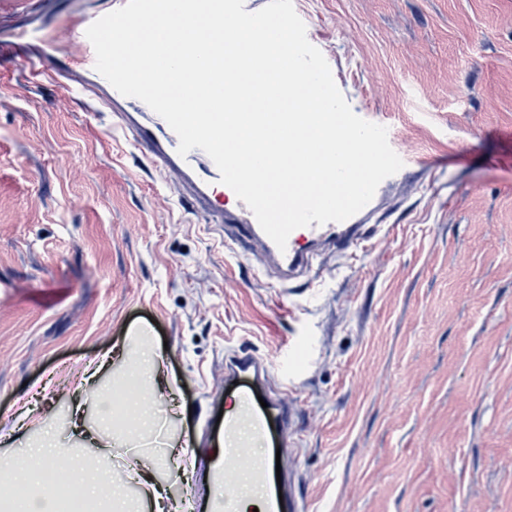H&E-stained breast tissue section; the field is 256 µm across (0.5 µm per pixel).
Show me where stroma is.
<instances>
[{"label":"stroma","mask_w":512,"mask_h":512,"mask_svg":"<svg viewBox=\"0 0 512 512\" xmlns=\"http://www.w3.org/2000/svg\"><path fill=\"white\" fill-rule=\"evenodd\" d=\"M354 113L410 156L370 237L279 287L176 203L109 113L45 71L0 62V419L54 429L62 461L154 470L171 504L210 495L220 411L240 386L224 352L280 371L307 512H512V0H293ZM83 0H47L57 54ZM145 329L174 383L166 445L134 457L69 429L83 361Z\"/></svg>","instance_id":"35a3bbf8"}]
</instances>
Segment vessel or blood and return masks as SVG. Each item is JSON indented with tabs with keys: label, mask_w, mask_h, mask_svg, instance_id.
Instances as JSON below:
<instances>
[{
	"label": "vessel or blood",
	"mask_w": 512,
	"mask_h": 512,
	"mask_svg": "<svg viewBox=\"0 0 512 512\" xmlns=\"http://www.w3.org/2000/svg\"><path fill=\"white\" fill-rule=\"evenodd\" d=\"M127 0H107L105 6H91L75 12L71 23L77 33V51L69 55L55 72L81 92L91 93L100 106L111 112L118 129L131 133L136 148L156 170L171 172L177 177L173 193L178 202L203 214L208 223L221 229L228 243L243 241L260 246L266 268L276 273L279 282L288 283L310 276L313 261L322 252L346 253L368 237L364 225V213H357L342 222H330L322 226L312 225L294 230L286 248H278L263 232L252 211L239 199L233 198L230 188L222 187L219 171L212 159L202 150H192L187 157L177 153L178 137L167 122L154 113L144 102L119 94L95 69V51L86 37L87 28L106 13L121 8ZM40 29H33L26 37L13 45V52L28 63L37 65L43 61ZM250 375L256 382H264L268 376L266 363L258 356L244 351H232L224 356V375L236 378ZM245 403L243 414L224 419L225 467L214 469V493L207 504L209 512H218L223 499L228 498L236 481L238 467L249 465L247 452L237 437L240 426H249L255 438L266 436L271 424L288 428L293 422V406L278 398L270 408L258 410L249 404V392H242ZM254 478L265 484L268 493L265 512H303L304 504L292 492L289 480H278L275 460L251 467Z\"/></svg>",
	"instance_id": "1"
}]
</instances>
